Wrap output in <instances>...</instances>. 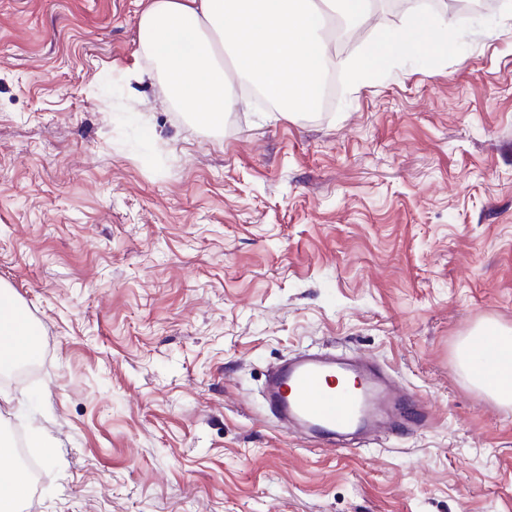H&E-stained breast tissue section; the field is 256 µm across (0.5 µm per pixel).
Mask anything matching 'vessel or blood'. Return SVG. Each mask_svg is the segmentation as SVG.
Wrapping results in <instances>:
<instances>
[{"mask_svg": "<svg viewBox=\"0 0 512 512\" xmlns=\"http://www.w3.org/2000/svg\"><path fill=\"white\" fill-rule=\"evenodd\" d=\"M269 414L304 439L335 447L354 433L422 424L407 394L369 360L309 353L279 366L264 391Z\"/></svg>", "mask_w": 512, "mask_h": 512, "instance_id": "vessel-or-blood-1", "label": "vessel or blood"}]
</instances>
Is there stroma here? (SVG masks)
<instances>
[{"mask_svg":"<svg viewBox=\"0 0 512 512\" xmlns=\"http://www.w3.org/2000/svg\"><path fill=\"white\" fill-rule=\"evenodd\" d=\"M146 5L0 0V284L39 342L0 437L44 442L25 512H512V404L458 358L512 328V0H379L389 30L444 21L447 55L339 71L293 117L244 92L217 128L150 79ZM310 347L387 365L430 424L289 435L261 386Z\"/></svg>","mask_w":512,"mask_h":512,"instance_id":"35a3bbf8","label":"stroma"}]
</instances>
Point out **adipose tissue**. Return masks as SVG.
Segmentation results:
<instances>
[{
    "label": "adipose tissue",
    "instance_id": "adipose-tissue-1",
    "mask_svg": "<svg viewBox=\"0 0 512 512\" xmlns=\"http://www.w3.org/2000/svg\"><path fill=\"white\" fill-rule=\"evenodd\" d=\"M374 16L373 0H149L138 20L141 52L170 101L198 122L217 126L237 103L235 82L259 86L281 114L311 112L335 52L328 25L353 27ZM448 51L445 23L419 19L407 30H376L354 73L390 65L396 51ZM36 353L32 331L7 289H0V366ZM459 358L473 383L512 403V330L490 323L462 345Z\"/></svg>",
    "mask_w": 512,
    "mask_h": 512
}]
</instances>
